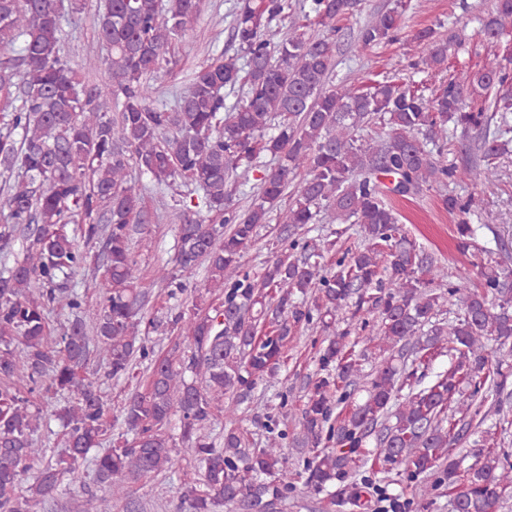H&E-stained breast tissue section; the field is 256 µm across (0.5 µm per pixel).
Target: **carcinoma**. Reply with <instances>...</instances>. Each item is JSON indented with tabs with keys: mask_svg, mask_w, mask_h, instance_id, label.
Listing matches in <instances>:
<instances>
[{
	"mask_svg": "<svg viewBox=\"0 0 512 512\" xmlns=\"http://www.w3.org/2000/svg\"><path fill=\"white\" fill-rule=\"evenodd\" d=\"M59 2L0 0V44L15 53L0 65V248L22 240L12 266L0 269V512H41L88 459L125 512H151L132 483L172 469L175 418L192 455L180 476L184 512H284L296 490L283 448L288 414L266 413L261 448L249 446L237 422L240 406L264 400L258 384L278 378L300 327L328 333L296 440L307 492L340 486L325 509L360 507L374 493L409 512L411 501L376 482L394 470L422 492L446 488L452 512H498L512 499L501 440L512 423V271L484 263L474 286L467 269L450 278L408 237L389 196L457 181L458 167L445 160L448 138L473 132L480 155L466 177L475 186L492 180L496 160L512 149V52L446 76L448 44L425 28L412 41L431 49L411 65L428 80L337 89L328 85L336 20L361 0H237V53L203 66L171 109L154 104L153 81L193 28L198 0H104L97 32L110 51L105 82L90 78L96 58H86L81 76L64 57ZM405 8L396 0L360 28L361 45L396 40ZM285 18L286 31L275 25ZM312 26L319 32L307 33ZM482 33L512 45V0H494ZM238 85L244 96L228 108L222 90ZM378 124L388 133L357 135ZM132 164L160 189L180 181L203 192L179 215L173 268L155 275L173 301L162 318L148 307L134 252L146 219ZM255 170L256 198L238 212V181ZM300 174L291 203L278 209ZM443 205L458 249L468 252L480 199L449 193ZM276 209L282 248L248 271L242 259ZM328 217L357 225L361 245L342 248L337 230L307 237ZM95 245L101 264L85 286L98 300L89 305L69 281L86 272ZM201 265L206 284L187 309L184 278ZM448 304L460 314L436 320ZM54 306L75 314L55 337L47 321ZM362 312L377 315L368 344L378 362L369 372L367 349L346 341L370 327ZM341 322L346 329L335 331ZM144 327L169 330L184 345L151 360ZM95 348L109 379L136 386L113 416L121 441L91 457L109 426L98 378L82 372ZM444 354L448 369L419 387ZM45 379L66 394L57 413L62 458L34 439L41 417L29 396ZM469 432L482 434L483 448L463 468L452 455Z\"/></svg>",
	"mask_w": 512,
	"mask_h": 512,
	"instance_id": "carcinoma-1",
	"label": "carcinoma"
}]
</instances>
